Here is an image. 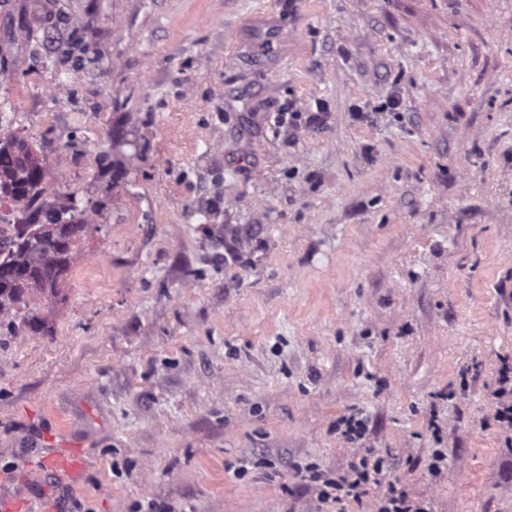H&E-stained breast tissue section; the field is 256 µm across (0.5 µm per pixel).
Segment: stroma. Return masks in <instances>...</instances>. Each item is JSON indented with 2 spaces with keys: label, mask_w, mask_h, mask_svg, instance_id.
Masks as SVG:
<instances>
[{
  "label": "stroma",
  "mask_w": 512,
  "mask_h": 512,
  "mask_svg": "<svg viewBox=\"0 0 512 512\" xmlns=\"http://www.w3.org/2000/svg\"><path fill=\"white\" fill-rule=\"evenodd\" d=\"M0 128L97 213L0 336V496L313 512L305 466L373 452L512 512V0H0ZM276 113L278 126L285 128L288 132V139L292 140L303 127L324 124L327 112H303L295 102H288V106ZM498 371V387L492 392L497 399L496 421L512 433V364L503 357ZM83 464L84 460L81 454L78 452H71L61 457L41 459L37 462L34 468L38 473L43 471L73 472L79 470Z\"/></svg>",
  "instance_id": "35a3bbf8"
}]
</instances>
